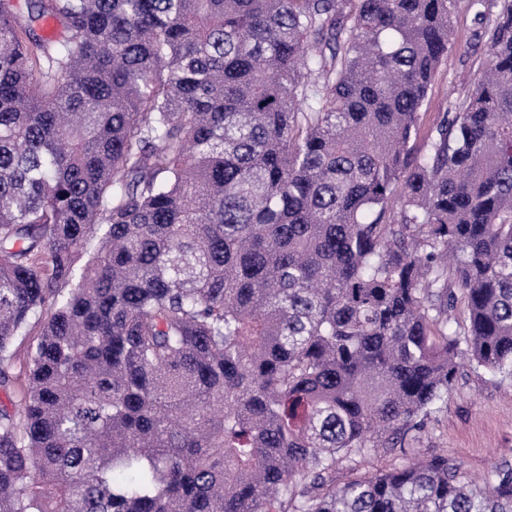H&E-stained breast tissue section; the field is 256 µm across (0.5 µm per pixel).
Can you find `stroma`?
<instances>
[{
	"label": "stroma",
	"mask_w": 512,
	"mask_h": 512,
	"mask_svg": "<svg viewBox=\"0 0 512 512\" xmlns=\"http://www.w3.org/2000/svg\"><path fill=\"white\" fill-rule=\"evenodd\" d=\"M454 23L453 45L419 112V132L411 141L418 152L424 150L439 112L469 95L470 80L487 57V45L475 42L477 25L468 0H458ZM433 455L460 460L461 476L471 484L482 483L492 466L512 456V377H493L483 369L464 366L448 394L446 408L410 434L404 451L387 454L379 450L342 462L336 468V481L341 484L359 474H375Z\"/></svg>",
	"instance_id": "stroma-1"
}]
</instances>
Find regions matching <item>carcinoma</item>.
Wrapping results in <instances>:
<instances>
[{"mask_svg":"<svg viewBox=\"0 0 512 512\" xmlns=\"http://www.w3.org/2000/svg\"><path fill=\"white\" fill-rule=\"evenodd\" d=\"M471 2L417 155L455 0H0V512H512L509 460L336 485L512 375V0ZM456 1L458 2L453 45L435 75L428 97L419 112V132L410 142V146L418 152L425 149L438 113L446 112L447 101L448 112H454V109H450V103H460L469 95L472 89L470 78L478 74L487 57L488 47L485 38L477 48L470 47L477 42L474 34L478 25L475 23L473 12L468 8L469 0Z\"/></svg>","mask_w":512,"mask_h":512,"instance_id":"cac0c4a2","label":"carcinoma"}]
</instances>
